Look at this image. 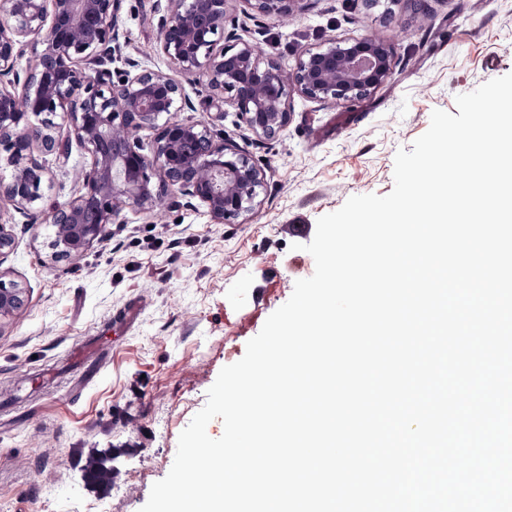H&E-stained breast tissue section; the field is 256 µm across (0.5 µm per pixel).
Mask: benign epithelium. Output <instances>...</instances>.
<instances>
[{"instance_id": "1", "label": "benign epithelium", "mask_w": 512, "mask_h": 512, "mask_svg": "<svg viewBox=\"0 0 512 512\" xmlns=\"http://www.w3.org/2000/svg\"><path fill=\"white\" fill-rule=\"evenodd\" d=\"M158 48L185 77L203 78L216 108L231 104L257 135L275 136L288 122L287 86L318 101L354 102L391 76L393 55L364 38L304 51L286 76L236 32L225 33L232 0H167ZM263 16H292L303 0H249ZM121 0H0V202L30 224L53 228L62 260L102 242L123 206L151 212L169 193L197 198L216 224L249 212L258 169L203 121L177 119L191 107L184 85L132 59L112 74L121 54ZM235 41L226 48L224 38ZM43 46L22 69L25 47ZM66 136L55 135L57 117ZM154 131L150 148L139 132ZM76 143L91 157L80 194L63 207L43 205L53 174L46 156L68 159ZM158 186L152 185V178ZM23 304V289L0 271V317Z\"/></svg>"}]
</instances>
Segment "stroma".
<instances>
[{"label":"stroma","mask_w":512,"mask_h":512,"mask_svg":"<svg viewBox=\"0 0 512 512\" xmlns=\"http://www.w3.org/2000/svg\"><path fill=\"white\" fill-rule=\"evenodd\" d=\"M166 12L167 0H122L120 42L168 73L157 46ZM230 14L285 73L303 50L376 37L393 48L392 75L354 102L290 93L272 138L232 106L216 114L185 81V119L211 123L260 172L254 208L221 224L196 199L164 198L152 215L127 206L103 243L58 262L52 227L0 203L14 238L0 271L24 290L21 308L0 318V512H139L220 370L313 275L291 227L305 225L310 243L318 218L349 197L390 193L397 151H412L433 110L455 112L457 95L512 73V0H305L292 18L232 0ZM47 162L46 202L66 205L90 157L76 149L66 165ZM133 305L134 322L113 334ZM108 335L102 365L70 364L74 346ZM93 458L111 467L110 484L86 480Z\"/></svg>","instance_id":"stroma-1"}]
</instances>
